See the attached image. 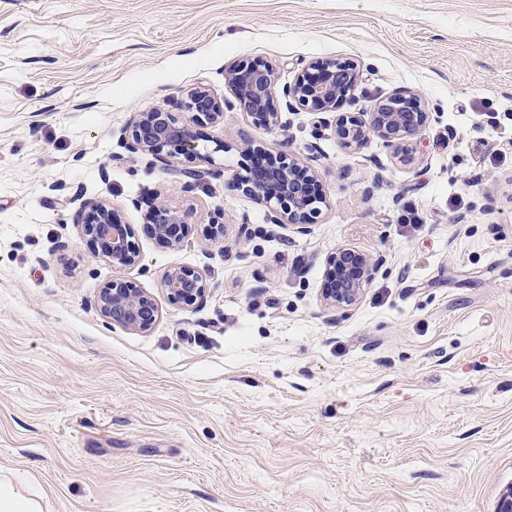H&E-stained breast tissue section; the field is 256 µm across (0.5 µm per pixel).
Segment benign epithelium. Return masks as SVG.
<instances>
[{
  "mask_svg": "<svg viewBox=\"0 0 512 512\" xmlns=\"http://www.w3.org/2000/svg\"><path fill=\"white\" fill-rule=\"evenodd\" d=\"M360 77V71L351 62L317 60L305 66L283 87L282 93L289 109L311 107L335 113L336 140L345 149H360L372 137L400 149L428 126L431 113L414 93H396L382 99L367 120L354 112L340 111ZM225 82L236 106L256 124L267 129L287 125L273 108L275 71L267 61L253 58L234 62L225 68ZM224 104L207 89L196 88L181 103L183 109L191 112L189 123L165 106L135 112L121 132L118 146L128 153L151 157L152 166L167 163L168 156L194 153L199 141L196 127L217 122L223 117ZM244 152L260 163L235 177V190L263 205L271 224L304 229L317 223L326 196L314 170L302 164L294 153L281 151L274 156L260 143L248 144ZM89 207L90 213L80 225L81 237L112 259V263L135 265L138 254L132 226L115 221L112 207L106 202H91ZM190 217L188 211H174L160 204L153 207L149 223L157 238L177 249ZM381 266L382 260L354 249L339 248L332 252L326 260L327 288L322 295L325 304L333 308L354 304ZM160 288L170 304L184 310L199 304L206 291L202 275L185 266L169 267L162 275ZM96 304L104 319L131 332L151 330L160 317L153 295L127 281L114 280L101 288Z\"/></svg>",
  "mask_w": 512,
  "mask_h": 512,
  "instance_id": "obj_1",
  "label": "benign epithelium"
}]
</instances>
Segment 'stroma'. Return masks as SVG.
Returning <instances> with one entry per match:
<instances>
[{
  "label": "stroma",
  "instance_id": "obj_1",
  "mask_svg": "<svg viewBox=\"0 0 512 512\" xmlns=\"http://www.w3.org/2000/svg\"><path fill=\"white\" fill-rule=\"evenodd\" d=\"M275 70L287 130L229 108L199 154L113 160L132 113L225 67ZM361 72L345 109L398 92L433 119L407 151L348 150L328 112L285 108L311 61ZM299 152L326 204L307 232L232 188L242 147ZM224 151H215L216 142ZM203 173L189 192L174 172ZM191 211L179 249L147 205ZM101 200L139 251L81 238ZM419 223H405L407 210ZM225 226L208 241L201 225ZM383 258L359 300L326 308L328 254ZM171 265L206 300L169 304ZM156 297L147 333L107 324L100 288ZM0 466L51 512H496L512 487V0H0Z\"/></svg>",
  "mask_w": 512,
  "mask_h": 512
}]
</instances>
